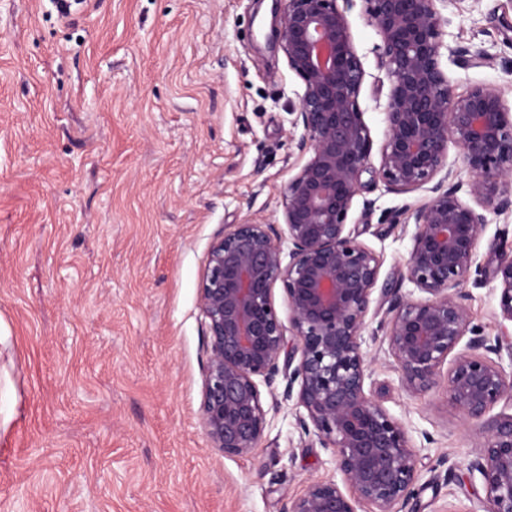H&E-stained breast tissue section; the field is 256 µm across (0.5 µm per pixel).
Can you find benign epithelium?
<instances>
[{
  "label": "benign epithelium",
  "instance_id": "benign-epithelium-1",
  "mask_svg": "<svg viewBox=\"0 0 512 512\" xmlns=\"http://www.w3.org/2000/svg\"><path fill=\"white\" fill-rule=\"evenodd\" d=\"M382 37L392 79L386 138L375 174L388 191L432 184L412 213L415 231L403 277L423 293L387 288L384 332L404 390L424 394L445 383L464 420L485 434L472 467L490 512H512V413H493L512 391L501 364L512 340H493L470 325L468 282L485 212L512 211V108L492 85L454 95L439 58L444 24L436 0H361ZM271 41L301 80L295 124L310 157L283 193V223L232 224L216 237L199 284L207 336L201 421L210 447L228 457L257 448L267 427L260 385H286L305 410L302 430L336 454L342 482L313 481L283 512H406L418 493V449L404 425L365 389L370 360L366 317L380 262L347 229L361 176L370 170V132L358 105L363 69L338 0H275ZM460 150L468 195L448 146ZM495 269L498 305L512 322V240L500 233ZM281 282L283 323L273 300ZM298 337L280 365L286 329ZM449 367H444V364Z\"/></svg>",
  "mask_w": 512,
  "mask_h": 512
}]
</instances>
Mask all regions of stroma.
<instances>
[{"mask_svg":"<svg viewBox=\"0 0 512 512\" xmlns=\"http://www.w3.org/2000/svg\"><path fill=\"white\" fill-rule=\"evenodd\" d=\"M272 0H0V512H282L315 480H340L333 449L303 433L295 401L267 415L250 454L224 456L200 421L205 327L198 289L225 225L282 221L302 92L257 32ZM444 42L485 64L440 66L455 95L497 87L512 107V0H439ZM345 9L373 143L348 224L380 261L367 316L400 278L430 193L373 179L391 86L360 0ZM485 277L512 213H488ZM468 319L504 321L489 288ZM366 386L418 455L413 512H489L471 463L483 435L443 390L405 392L381 340Z\"/></svg>","mask_w":512,"mask_h":512,"instance_id":"stroma-1","label":"stroma"}]
</instances>
